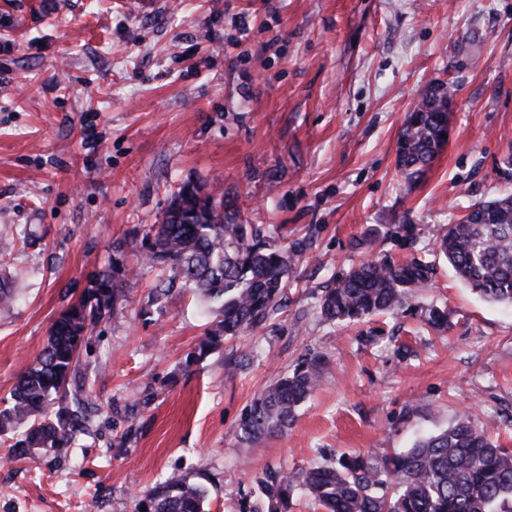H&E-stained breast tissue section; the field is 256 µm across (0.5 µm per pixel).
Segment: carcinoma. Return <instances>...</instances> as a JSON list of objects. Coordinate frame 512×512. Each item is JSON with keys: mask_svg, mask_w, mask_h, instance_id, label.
Masks as SVG:
<instances>
[{"mask_svg": "<svg viewBox=\"0 0 512 512\" xmlns=\"http://www.w3.org/2000/svg\"><path fill=\"white\" fill-rule=\"evenodd\" d=\"M443 121L429 90L406 114L397 164L407 181L418 179L438 154ZM472 209L474 214L443 229L437 249L484 299L512 305V194ZM145 236L150 248L136 264L166 272L151 303L188 288L215 313L188 355L195 363L219 351L224 341L262 328L281 310L289 264L299 256L295 249L285 253L276 247L264 225L242 223L224 192L202 198L194 184L180 187L162 222L150 225ZM433 270L423 256L397 264L367 260L320 297V314L344 323L392 311L426 287ZM123 293L109 272L100 271L51 325L43 349L0 408V434H12L14 454L69 447L85 432L93 400L83 383L89 365L81 363L80 351ZM425 321L443 329L448 310L433 306ZM322 366L319 358L304 360L262 392L241 422L245 438L259 441L288 431L297 407L316 389ZM298 490L323 512H512V451L497 444L489 427L461 414L452 426L416 439L403 453L343 454L329 465L268 475L260 480L265 512H289ZM206 498L205 486L173 473L136 497L134 512H205Z\"/></svg>", "mask_w": 512, "mask_h": 512, "instance_id": "carcinoma-1", "label": "carcinoma"}]
</instances>
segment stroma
Instances as JSON below:
<instances>
[{"mask_svg": "<svg viewBox=\"0 0 512 512\" xmlns=\"http://www.w3.org/2000/svg\"><path fill=\"white\" fill-rule=\"evenodd\" d=\"M438 79L455 86L448 141L411 183L398 136ZM508 157L512 0H0V277L19 290L0 311V399L90 273L125 291L82 351L88 434L21 458L0 445V512H133L174 472L207 487L205 512H238L266 471L400 452L461 412L512 449V305L437 257L393 313L343 325L318 308L352 266L429 250L512 192ZM186 183L302 252L283 312L197 364L198 298L150 304L159 270L129 273ZM434 305L447 330L424 329ZM317 354L288 432L246 440L253 400Z\"/></svg>", "mask_w": 512, "mask_h": 512, "instance_id": "stroma-1", "label": "stroma"}]
</instances>
